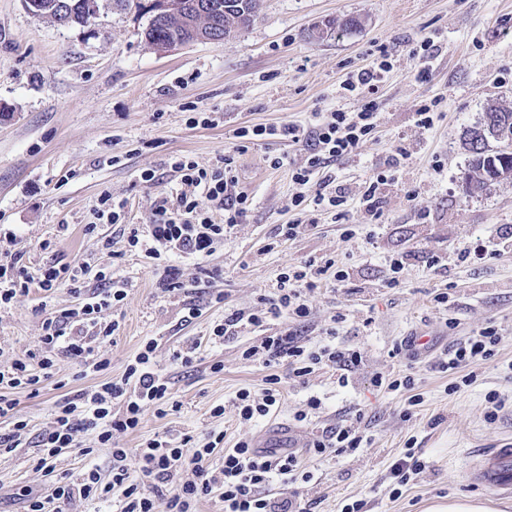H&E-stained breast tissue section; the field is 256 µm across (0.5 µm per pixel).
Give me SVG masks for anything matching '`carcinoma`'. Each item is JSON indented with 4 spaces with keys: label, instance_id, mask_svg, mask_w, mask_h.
I'll use <instances>...</instances> for the list:
<instances>
[{
    "label": "carcinoma",
    "instance_id": "cac0c4a2",
    "mask_svg": "<svg viewBox=\"0 0 512 512\" xmlns=\"http://www.w3.org/2000/svg\"><path fill=\"white\" fill-rule=\"evenodd\" d=\"M220 8L221 26L208 37L210 41H222L231 33L251 25L257 16L258 0H212ZM40 5L49 11L48 17L55 14L51 9L70 11L73 14L71 25L84 26L89 23L85 16L81 0H40ZM189 14L179 12L155 21L145 31V40L159 50H168L197 40L194 29L186 21ZM494 140L498 146L491 147L489 140ZM469 152L468 170L465 182L478 186L512 179V142L498 137L495 131L479 128L470 130L466 142Z\"/></svg>",
    "mask_w": 512,
    "mask_h": 512
}]
</instances>
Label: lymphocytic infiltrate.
<instances>
[{"label":"lymphocytic infiltrate","instance_id":"f902f5d3","mask_svg":"<svg viewBox=\"0 0 512 512\" xmlns=\"http://www.w3.org/2000/svg\"><path fill=\"white\" fill-rule=\"evenodd\" d=\"M388 70V65L381 63L361 69L343 82L344 90L361 96L363 103L358 111L338 110L316 115L314 124L308 128L292 123L273 129L260 124L240 127L235 131L238 140L235 152L216 157L206 167L186 156L175 158L172 169L180 178L182 192L175 201L163 198L156 203L154 218L146 229H130L129 247L164 261L169 287H181L180 272L176 266L167 264V257H207L228 229L244 223L252 201L239 189L235 155L247 151L250 144L269 138L311 143L303 163H294L285 155L269 159L272 168L288 167L292 181L299 187L288 203L298 217L279 227L280 241L295 239L308 226V213L343 211L348 202L345 193L329 191L330 181L322 173L332 162L356 156L366 142L375 139L379 117L375 94ZM23 258L24 253L19 249L0 252V308L29 294L34 284L46 292L56 285L67 284L79 303L64 316L46 315L40 350L0 364V417L9 418L12 423L9 432L0 433V454L15 452L21 445L20 433L27 427L26 420L18 414L12 391L25 389L38 394L57 365L56 350H64L86 368L96 371L108 368L110 361L101 354L100 345L111 340L119 323L107 319L105 313L113 303L123 300L126 288L125 282L115 279L111 273L92 272L87 263L51 265L33 274ZM331 270L335 271L337 281L346 280V272L338 269L332 258L306 262L300 270L284 268L274 291L263 297L261 309L225 314L223 323L213 329L215 342L238 336L247 328L263 332L269 321L283 316L294 320L307 317L304 290L316 287ZM91 273L95 274L99 286L89 293L84 289V279ZM326 334L329 343L310 348L289 332L268 336L263 333L258 344L244 350L245 358L261 361L272 373L260 395H253L247 389L237 393L234 406L240 418L258 421L270 415L281 396V379L273 372L280 365L287 366L301 380L315 367H332L339 373V385L348 386L349 374L361 363L362 355L332 344L335 329H327ZM498 341L495 324H487L477 334L453 345L438 365L442 371L461 374L463 383H471L474 379L471 367L489 360ZM155 347V340H148L120 380L80 391L59 405L50 429L38 442V464L47 469L59 449L75 447L78 433L95 432L99 444L112 450L111 482L102 483L96 469L86 470L75 480L61 482L52 495L30 497L27 512H64V505L73 498L104 499L117 487L123 496L121 512H155V499L143 488L147 479L155 489L166 488L167 512H193L200 499L214 493L223 502L224 512H309L289 491L297 481L307 482L312 478L311 473L301 472L296 452L260 449L251 442L240 441L234 447L225 448L224 458L217 464L213 453L224 441L220 433L209 434L207 442L199 448L186 447L184 441L167 435L147 441L133 453L121 447L120 436L135 431L146 410L162 415L178 406L168 378L152 362ZM131 455L137 458L133 470L126 465ZM187 470L192 472V479H183L182 474ZM274 487L279 490L275 496L270 493Z\"/></svg>","mask_w":512,"mask_h":512}]
</instances>
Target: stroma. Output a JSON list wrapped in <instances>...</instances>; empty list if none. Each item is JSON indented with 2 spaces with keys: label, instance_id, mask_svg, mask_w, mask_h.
I'll use <instances>...</instances> for the list:
<instances>
[{
  "label": "stroma",
  "instance_id": "35a3bbf8",
  "mask_svg": "<svg viewBox=\"0 0 512 512\" xmlns=\"http://www.w3.org/2000/svg\"><path fill=\"white\" fill-rule=\"evenodd\" d=\"M153 3L98 0L90 24L61 27L31 14L23 0H0V250L23 249L33 271L88 262L128 282L125 298L106 313L120 323L103 347L111 360L106 370L85 371L60 351L39 394L14 391L29 430L26 447L0 455V512H25L29 495H51L60 478L90 467L108 474L111 456L95 433L79 434L78 447L60 451L49 471L39 467L34 444L57 402L120 378L151 338L154 366L179 406L164 416L146 411L140 428L121 437L122 447L133 450L165 433L199 446L214 430L230 448L276 440L284 426L314 475L296 485L311 512H341L355 500L364 501V512H426L432 502L459 496L512 512V499L472 485L466 471L472 449L512 442V248L482 260L466 253L512 228V180L471 195L463 181L468 131L488 108H512V0H261L249 27L167 52L144 38ZM349 18L358 27L337 32L336 21ZM426 37L434 59L428 78L419 80L411 49ZM381 47L391 70L379 92L378 136L329 167L348 198L343 218L316 213L314 226L265 251L276 226L294 219L288 202L298 191L287 169L271 168L267 158L286 154L300 162L308 147L258 142L236 157L239 186L253 199L245 223L229 230L211 256L172 257L184 285L162 288L153 261L130 249L126 227L150 223L156 202L180 193L172 158L185 155L205 167L233 150L239 127L306 126L316 112L357 111L359 98L341 84L372 64ZM435 99L439 116L431 128H419L417 110ZM195 110L217 113L218 125H190ZM400 145L406 158L388 168ZM385 169L392 177L366 211L362 196ZM145 171L153 181L142 180ZM106 194L125 202V224L94 225ZM434 256L439 265H431ZM329 257L350 278L331 277L308 292L310 315L297 330L318 346L335 328L337 346L361 352L349 386L340 387L326 366L301 385L282 365L278 407L264 422L240 420L233 398L242 389L260 392L268 370L242 356L255 332L213 344L214 326L225 311L259 309L283 266ZM395 259L404 265L397 276L390 268ZM443 291L444 306L433 300ZM219 292L223 302H212ZM76 304L63 284L48 293L31 290L0 310V360L36 350L45 311L58 315ZM192 305L200 315H189ZM491 321L500 336L494 356L478 367L472 385L449 392L438 359ZM410 336L429 337L428 349L390 357L394 344ZM195 342L192 366L176 364L174 351ZM216 361L223 370H212ZM393 372L415 379L423 402L412 415L403 413L404 395L373 385L376 375ZM492 391L505 406L491 422ZM312 397L318 409L309 408ZM218 405L220 417L212 414ZM344 420L364 432L362 448L352 455L309 453L315 436ZM410 439L425 466L395 498L391 467Z\"/></svg>",
  "mask_w": 512,
  "mask_h": 512
}]
</instances>
